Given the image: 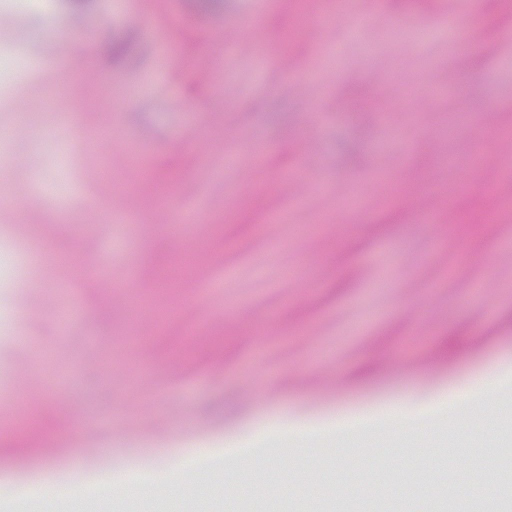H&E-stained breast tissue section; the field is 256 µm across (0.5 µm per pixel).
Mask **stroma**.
I'll return each instance as SVG.
<instances>
[{
	"label": "stroma",
	"mask_w": 512,
	"mask_h": 512,
	"mask_svg": "<svg viewBox=\"0 0 512 512\" xmlns=\"http://www.w3.org/2000/svg\"><path fill=\"white\" fill-rule=\"evenodd\" d=\"M355 7L362 19L315 15ZM94 0L75 13L19 0L0 10V431L46 422L43 447L0 452V473L72 470V489L114 476L110 458L162 481L154 498L0 497V512H405L402 483L367 487L377 462L413 481L424 512H493L495 486L466 495L479 460L512 470V8L481 0ZM235 31L240 41L226 48ZM127 45L118 60L106 52ZM92 57L95 84L65 74ZM491 113L497 131L476 129ZM61 157L53 150L59 141ZM265 153L254 158L253 144ZM447 153H439V146ZM455 160L446 205L428 184ZM152 207L113 210L131 162ZM386 171L390 194L371 175ZM365 204L358 223L347 206ZM186 230L220 247L209 282L152 294L158 253ZM94 269L68 282L20 249ZM136 279L145 325L118 296ZM498 370L501 413L469 411L496 443L459 452L452 423L426 442L381 402ZM357 409L370 435L323 425L314 445L278 431L244 473L187 469L190 444L229 448L242 425L284 413ZM243 486L240 497L226 486ZM317 488L316 498L294 487ZM347 487L338 501L328 488Z\"/></svg>",
	"instance_id": "stroma-1"
}]
</instances>
